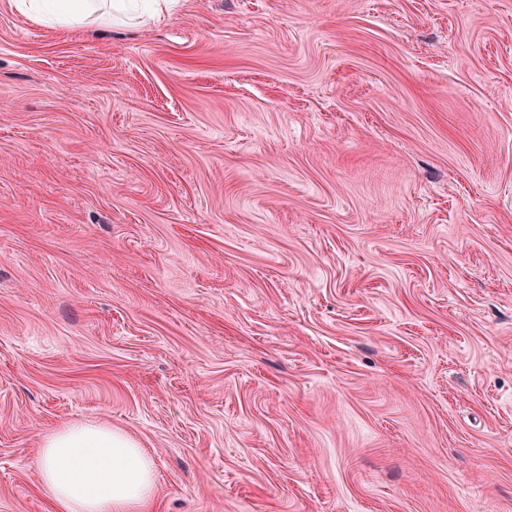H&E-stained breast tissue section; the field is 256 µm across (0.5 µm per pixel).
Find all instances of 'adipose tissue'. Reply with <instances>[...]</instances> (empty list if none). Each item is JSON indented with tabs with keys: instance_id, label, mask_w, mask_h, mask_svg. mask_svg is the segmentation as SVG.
<instances>
[{
	"instance_id": "obj_1",
	"label": "adipose tissue",
	"mask_w": 512,
	"mask_h": 512,
	"mask_svg": "<svg viewBox=\"0 0 512 512\" xmlns=\"http://www.w3.org/2000/svg\"><path fill=\"white\" fill-rule=\"evenodd\" d=\"M107 10L120 20L164 21L163 0H52L54 22L79 26ZM39 473L56 512H143L153 499L150 457L126 433L107 425L73 423L41 443Z\"/></svg>"
}]
</instances>
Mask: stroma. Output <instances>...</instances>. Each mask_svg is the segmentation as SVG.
<instances>
[{
	"label": "stroma",
	"mask_w": 512,
	"mask_h": 512,
	"mask_svg": "<svg viewBox=\"0 0 512 512\" xmlns=\"http://www.w3.org/2000/svg\"><path fill=\"white\" fill-rule=\"evenodd\" d=\"M76 420L147 512H512V0H0V512ZM53 0L51 13L54 22L67 26H81L84 20L95 11L107 9L109 14L119 20L146 19L162 22L167 19L168 10L165 0ZM147 2V3H146Z\"/></svg>",
	"instance_id": "stroma-1"
}]
</instances>
